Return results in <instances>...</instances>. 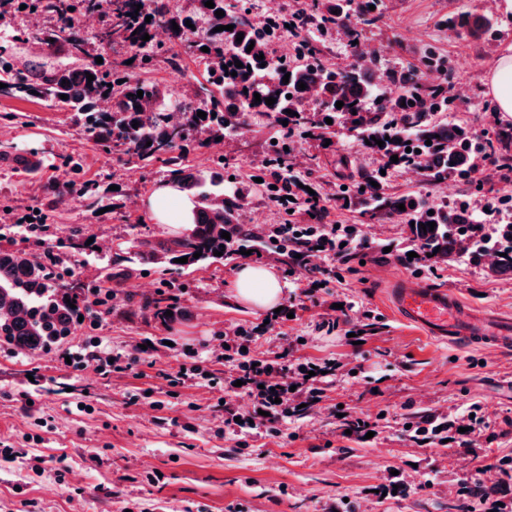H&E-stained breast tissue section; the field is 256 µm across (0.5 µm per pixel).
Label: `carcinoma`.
Instances as JSON below:
<instances>
[{"mask_svg":"<svg viewBox=\"0 0 512 512\" xmlns=\"http://www.w3.org/2000/svg\"><path fill=\"white\" fill-rule=\"evenodd\" d=\"M192 4L189 13L173 12L169 0H0V16L7 17L17 5L25 6L28 14L39 15L44 23L38 30L37 41L49 50L64 51L70 62L51 69L20 65L11 48L0 45V96L28 98L33 96L74 114L76 123L89 134L105 152L128 154L147 163L160 162L170 180L190 192L197 200L196 221L191 232L152 248L146 254L173 264V260L188 257L181 268H191L205 261L229 259L240 249H256L257 240L276 255L294 258L288 240L274 229L257 232L242 223L244 195L251 189L242 185L227 188L231 174L221 160L205 172L194 171L182 162L184 143L196 135L205 134L232 138L259 122L266 121L279 128L277 143L267 148L266 167L271 179L262 180L261 193L268 199L281 202L299 188V181L282 174L289 152L284 150L291 134L302 128L312 137L325 138L330 125L325 119L340 115L356 132L360 141L380 159V165L363 170L358 180L338 196L363 208L364 213L396 216L408 225V241L413 251L432 263L447 262L465 254L476 263L490 261L489 270L495 275L512 276V224L486 227L475 224L467 212L457 206H434L413 195L388 194L380 186L381 171L411 166L420 169L432 182H444L464 171L476 169L484 151L473 145L466 128L439 117L444 111L445 95L440 87L425 88L419 83L418 70L389 72L373 81L372 71L377 57L365 55L357 43L361 33L352 24L351 11H357L367 24L374 21L369 6L377 0H312L310 10L292 17L270 15L266 27H256L248 17L246 0H187ZM142 8H136V5ZM224 16L216 17L215 11ZM98 14L103 24L92 36L82 32L81 18ZM152 22H145L146 17ZM163 23L168 37L163 43L154 38V20ZM208 24V36L201 41H189L190 28L186 21ZM177 24L179 30L172 29ZM458 23L461 28L477 35L489 22L482 15L463 12ZM220 25H232L231 31H214ZM338 25L348 30L353 42L355 62L346 69H336L323 60L320 50L309 40H302L301 51L294 60H274L269 53L267 37L271 31L285 35L298 34L313 26ZM244 34L237 42V34ZM149 35L150 39L142 40ZM114 44L126 46L131 52L132 65L140 70L152 68L157 59L178 56L176 48L186 47L192 58L204 65V82L195 88L193 96L201 106L187 109L182 106V120L172 122L170 109L161 88L145 79L131 76L123 70L98 64L95 58ZM252 50H247L248 45ZM209 51L203 52L201 48ZM264 55L263 60L257 56ZM240 61L242 67L234 65ZM228 69H223V66ZM237 75H232V72ZM289 82L283 83L285 73ZM95 80L88 81L86 74ZM306 89H299L300 84ZM143 97L137 98V91ZM263 101L254 102V94ZM66 98H61V95ZM273 97L276 103L266 104ZM344 102L342 108L336 102ZM294 114L289 115L285 110ZM206 113V118L197 112ZM288 124H282V121ZM139 126L132 127L133 123ZM381 139L383 146L375 141ZM426 145L425 155L430 162H416L418 153L406 151L409 142ZM431 144H426V141ZM151 146H146V142ZM398 156L392 163L391 156ZM379 183L374 187L371 182ZM301 189V188H299ZM307 195L309 223L321 220V193ZM404 204L405 209L398 208ZM434 214H428V211ZM436 223L434 230L421 225ZM230 233V239L221 237ZM221 255L216 256L214 252ZM201 253L198 258L195 253ZM67 269L58 256H37L22 250L0 249V346L20 350L51 352L72 335L77 321V307L87 295L79 285H65ZM180 286L171 284L157 296L146 299L144 305L155 317L167 319L165 312L173 309Z\"/></svg>","mask_w":512,"mask_h":512,"instance_id":"obj_1","label":"carcinoma"}]
</instances>
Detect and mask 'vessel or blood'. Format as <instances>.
<instances>
[{
	"instance_id": "obj_1",
	"label": "vessel or blood",
	"mask_w": 512,
	"mask_h": 512,
	"mask_svg": "<svg viewBox=\"0 0 512 512\" xmlns=\"http://www.w3.org/2000/svg\"><path fill=\"white\" fill-rule=\"evenodd\" d=\"M389 300L395 312L430 336L481 346L512 345V319L469 307L447 291L404 283L391 289Z\"/></svg>"
}]
</instances>
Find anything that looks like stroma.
<instances>
[{
  "label": "stroma",
  "mask_w": 512,
  "mask_h": 512,
  "mask_svg": "<svg viewBox=\"0 0 512 512\" xmlns=\"http://www.w3.org/2000/svg\"><path fill=\"white\" fill-rule=\"evenodd\" d=\"M473 11L491 24L471 36L454 23ZM376 20L362 27V44L379 66H419L427 49L448 61L438 83L448 98L447 119L476 140H494L507 128L485 85L497 56L512 46V11L501 0H380ZM324 61L338 68L354 60L343 28L310 29ZM203 65L183 55L159 62L151 73L168 99H182L203 78ZM276 127L253 126L223 144H190L186 165L205 170L226 157L238 179L268 176L263 164ZM33 154L19 167L0 154V247L44 252L74 228L86 244L65 264L85 288L120 268L140 241H168L150 219L145 201L168 177L161 163L96 150L70 112L39 99L0 97V145ZM288 162L297 178L322 188L323 228L349 225L355 232L343 262L330 253L318 261L323 285L309 291L299 269L268 252L190 269L137 259L129 277L113 282L117 294L107 314L88 313L55 351L0 347V443L27 450L25 459H0V512H498L512 503V479L500 493L466 501L470 480L493 475L512 457V350L452 345L404 323L388 307L392 285L415 281L455 295L470 307L512 318V276L491 275L487 265L461 256L432 266L408 259L403 221L370 217L342 206L339 184L377 165L347 125L337 123L329 142L295 131ZM83 158L84 176L101 189L118 186L122 208L104 198L87 207L63 192L62 157ZM384 187L436 205L466 201L478 223L483 205L512 196V166L484 165L473 180L440 185L420 172L396 168ZM49 215L45 240L29 238L19 218ZM305 223L302 205L285 215L281 204L251 193L243 223L265 229L284 219ZM271 264L284 288L281 312L238 303L233 282L240 264ZM184 284L176 310L156 319L142 302L164 283ZM250 333L252 356L287 355L328 366L320 400L310 408L289 403L278 433L225 425L227 410L254 412L252 398L228 386L235 367L224 361V342ZM125 358L127 369L101 371L96 362L67 367L64 357L92 346ZM201 376L182 379L181 366ZM35 405L23 411L21 398ZM438 421L471 418L468 431L414 442L408 425L418 414ZM367 422L372 438L346 434L344 419ZM64 481H57V470ZM161 481H151L153 471Z\"/></svg>",
  "instance_id": "obj_1"
}]
</instances>
